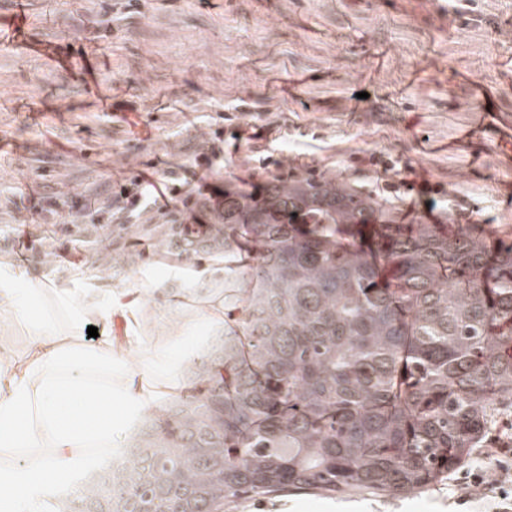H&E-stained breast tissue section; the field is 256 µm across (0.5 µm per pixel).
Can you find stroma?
<instances>
[{"label": "stroma", "instance_id": "stroma-1", "mask_svg": "<svg viewBox=\"0 0 512 512\" xmlns=\"http://www.w3.org/2000/svg\"><path fill=\"white\" fill-rule=\"evenodd\" d=\"M27 17L0 47V276L94 272L100 288L153 289L159 315L221 276L225 305L239 303L247 282L210 254L172 252L157 209L117 238L79 216L47 225V197L104 198L107 178L149 162L201 190L337 175L396 223H476L512 243V0H27ZM218 128L206 169L197 156ZM376 152L395 164L389 182L440 193H376ZM455 495L449 482L288 492L229 512H457Z\"/></svg>", "mask_w": 512, "mask_h": 512}]
</instances>
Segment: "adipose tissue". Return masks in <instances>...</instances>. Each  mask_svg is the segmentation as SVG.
<instances>
[{
    "label": "adipose tissue",
    "mask_w": 512,
    "mask_h": 512,
    "mask_svg": "<svg viewBox=\"0 0 512 512\" xmlns=\"http://www.w3.org/2000/svg\"><path fill=\"white\" fill-rule=\"evenodd\" d=\"M218 291L209 286L200 309L177 312L176 335L197 324L223 329ZM115 313L108 291L55 284L23 267L0 278V512H44L43 485L68 482L92 450L118 455L117 427L135 425L144 408L173 393L197 358L193 344L128 365L149 324L118 336ZM91 326L100 334L94 343L85 338Z\"/></svg>",
    "instance_id": "adipose-tissue-1"
}]
</instances>
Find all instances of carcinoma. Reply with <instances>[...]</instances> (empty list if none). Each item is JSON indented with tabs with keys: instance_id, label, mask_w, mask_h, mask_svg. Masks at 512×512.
<instances>
[{
	"instance_id": "1",
	"label": "carcinoma",
	"mask_w": 512,
	"mask_h": 512,
	"mask_svg": "<svg viewBox=\"0 0 512 512\" xmlns=\"http://www.w3.org/2000/svg\"><path fill=\"white\" fill-rule=\"evenodd\" d=\"M168 242L196 252L185 225ZM250 288L174 398L51 512H226L242 497L411 493L488 444L512 401V244L394 224L336 176L224 191L202 239Z\"/></svg>"
}]
</instances>
